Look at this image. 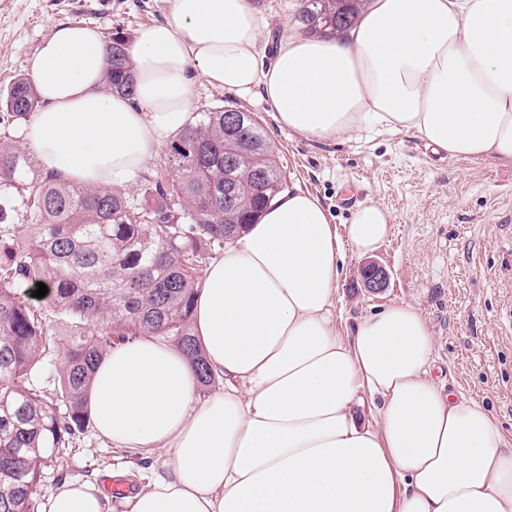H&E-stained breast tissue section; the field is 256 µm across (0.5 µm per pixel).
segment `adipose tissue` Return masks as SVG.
<instances>
[{"label": "adipose tissue", "instance_id": "obj_1", "mask_svg": "<svg viewBox=\"0 0 512 512\" xmlns=\"http://www.w3.org/2000/svg\"><path fill=\"white\" fill-rule=\"evenodd\" d=\"M251 0H172L129 46L135 98L106 91L88 26H55L29 61L42 105L25 141L41 169L129 184L189 120L193 78L260 93L314 141L410 132L450 157L512 163V0H370L348 37L295 35L258 60ZM390 214L360 205L337 229L319 198L278 197L213 259L194 334L221 390L200 399L177 348L113 346L88 410L119 448L163 453L128 512H512V450L485 408L431 377L418 309L389 304L337 327L344 253L368 255ZM91 482H64L47 512H106Z\"/></svg>", "mask_w": 512, "mask_h": 512}]
</instances>
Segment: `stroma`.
Returning a JSON list of instances; mask_svg holds the SVG:
<instances>
[{
  "label": "stroma",
  "instance_id": "stroma-1",
  "mask_svg": "<svg viewBox=\"0 0 512 512\" xmlns=\"http://www.w3.org/2000/svg\"><path fill=\"white\" fill-rule=\"evenodd\" d=\"M263 22L258 52L270 58L279 39L299 32L297 0H254ZM170 0H0V95L26 75L28 61L58 24L85 25L102 38H134L164 22ZM233 105L256 112L281 161L289 190L320 198L333 224L349 223L354 205L389 211L392 233L370 259L388 285L369 292L360 270L367 258L345 252L339 286L340 331L392 303H409L434 338L439 383L482 403L512 443V164L435 154L411 133L369 134L315 143L280 127L260 97L243 98L195 77L193 109ZM135 450L113 447L88 430L78 447L47 470L42 493L65 480H90L120 507L147 487Z\"/></svg>",
  "mask_w": 512,
  "mask_h": 512
}]
</instances>
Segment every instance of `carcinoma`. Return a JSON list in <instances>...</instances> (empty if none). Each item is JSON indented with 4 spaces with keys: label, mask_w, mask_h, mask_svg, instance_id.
<instances>
[{
    "label": "carcinoma",
    "mask_w": 512,
    "mask_h": 512,
    "mask_svg": "<svg viewBox=\"0 0 512 512\" xmlns=\"http://www.w3.org/2000/svg\"><path fill=\"white\" fill-rule=\"evenodd\" d=\"M360 2L299 0L296 21L333 35ZM107 48V86L134 95L128 39L118 31ZM39 107L27 77L0 98V512H42L44 471L88 431L90 381L115 343L150 336L181 350L200 385L223 383L194 336V295L224 240L288 188L257 116L224 121L234 106L193 113L134 192L66 182L25 145L23 123ZM38 282L50 287L48 308L18 292Z\"/></svg>",
    "instance_id": "1"
}]
</instances>
